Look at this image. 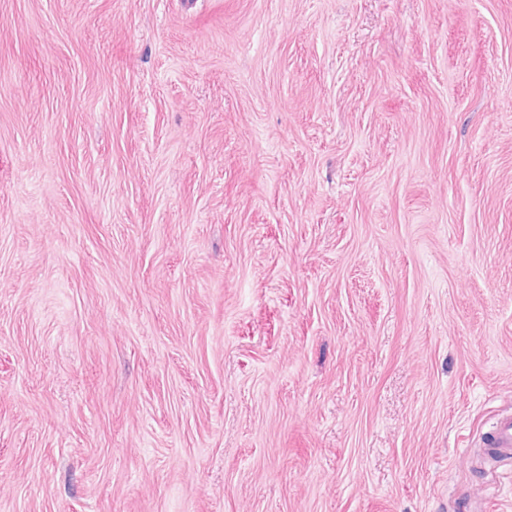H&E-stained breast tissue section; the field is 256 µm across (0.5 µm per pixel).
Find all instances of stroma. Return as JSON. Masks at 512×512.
<instances>
[{"label":"stroma","instance_id":"35a3bbf8","mask_svg":"<svg viewBox=\"0 0 512 512\" xmlns=\"http://www.w3.org/2000/svg\"><path fill=\"white\" fill-rule=\"evenodd\" d=\"M512 0H0V512H512ZM488 436L485 448H489L497 457H512V416L501 420Z\"/></svg>","mask_w":512,"mask_h":512}]
</instances>
